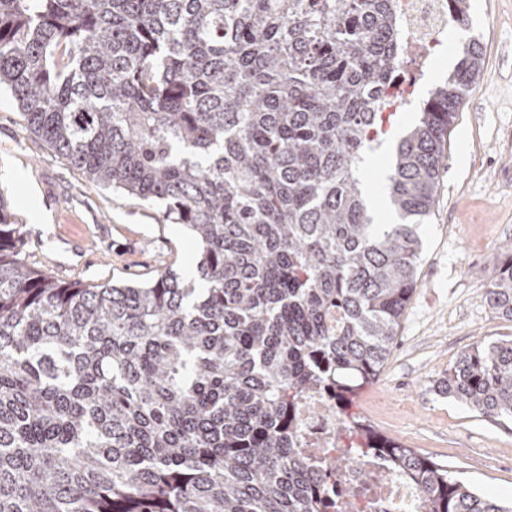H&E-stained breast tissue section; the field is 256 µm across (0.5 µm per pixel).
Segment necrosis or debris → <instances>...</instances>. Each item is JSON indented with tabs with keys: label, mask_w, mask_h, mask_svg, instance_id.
I'll return each mask as SVG.
<instances>
[{
	"label": "necrosis or debris",
	"mask_w": 512,
	"mask_h": 512,
	"mask_svg": "<svg viewBox=\"0 0 512 512\" xmlns=\"http://www.w3.org/2000/svg\"><path fill=\"white\" fill-rule=\"evenodd\" d=\"M402 21L408 42L421 49V62H429L448 33V0H401ZM302 430L299 440L315 472L328 478L340 492L344 512H424L412 483L381 458L348 459L341 444L346 429L333 414L329 397L319 391L307 393L297 407ZM335 471H328V462ZM354 496H347V489Z\"/></svg>",
	"instance_id": "1"
}]
</instances>
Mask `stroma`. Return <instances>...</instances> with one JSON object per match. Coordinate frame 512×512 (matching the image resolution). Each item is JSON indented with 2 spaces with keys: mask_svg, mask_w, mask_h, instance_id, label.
Returning <instances> with one entry per match:
<instances>
[{
  "mask_svg": "<svg viewBox=\"0 0 512 512\" xmlns=\"http://www.w3.org/2000/svg\"><path fill=\"white\" fill-rule=\"evenodd\" d=\"M469 4V34L483 52V68L448 134L437 201L417 227L418 282L398 342L352 410L379 433L448 465L465 485L508 502L512 420L484 417L438 390L462 350L512 338V321L485 301L503 249L512 246V0ZM463 36L449 24L448 43L428 77H420L415 61L404 63L406 97H422L427 82L449 76ZM416 120L415 112H399L363 173L372 217L388 212L381 195L392 150ZM0 200L20 227L25 259L61 282L148 283L170 269L188 274L199 257L184 225L164 222L158 208L89 180L26 130L6 92H0Z\"/></svg>",
  "mask_w": 512,
  "mask_h": 512,
  "instance_id": "stroma-1",
  "label": "stroma"
}]
</instances>
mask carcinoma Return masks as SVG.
I'll return each mask as SVG.
<instances>
[{
	"label": "carcinoma",
	"mask_w": 512,
	"mask_h": 512,
	"mask_svg": "<svg viewBox=\"0 0 512 512\" xmlns=\"http://www.w3.org/2000/svg\"><path fill=\"white\" fill-rule=\"evenodd\" d=\"M404 40L399 0H0L26 127L200 247L186 276L64 284L20 257L0 203V512H341L298 441L313 390L427 512H512L350 411L481 69L473 39L397 146L399 222L372 224L362 173ZM485 298L512 320V249ZM440 392L512 419V340L461 353Z\"/></svg>",
	"instance_id": "cac0c4a2"
}]
</instances>
